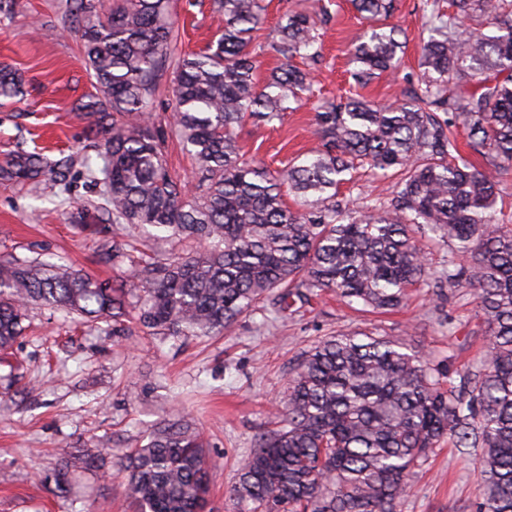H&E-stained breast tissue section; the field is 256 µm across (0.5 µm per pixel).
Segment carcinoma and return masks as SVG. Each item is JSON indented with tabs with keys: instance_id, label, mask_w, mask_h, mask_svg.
I'll return each instance as SVG.
<instances>
[{
	"instance_id": "obj_1",
	"label": "carcinoma",
	"mask_w": 512,
	"mask_h": 512,
	"mask_svg": "<svg viewBox=\"0 0 512 512\" xmlns=\"http://www.w3.org/2000/svg\"><path fill=\"white\" fill-rule=\"evenodd\" d=\"M368 23L351 50L365 85L399 68L405 32L389 23L395 0H350ZM423 9L417 85L397 106L352 98L317 113L319 146L271 171L240 153L248 117L279 120L306 89L317 62L316 11L290 13L279 26L283 65L263 85L250 51L265 20L262 0H212L218 37L178 64L171 126L192 155L195 189L172 174L165 134L152 112L174 40L171 0H69L67 31L82 44L99 94L82 104L100 133L99 163L83 158L102 186L115 266L129 262L128 287L111 288L71 265L0 258V351L22 336L32 304L81 323L130 334L206 337L272 301L281 316L303 315L321 291L347 305L386 312L420 282L473 288L485 327L479 366L447 371L403 343L364 334L328 336L290 376L280 425L255 439L232 495L240 512H398L409 476L444 441L479 448L477 512H512V225L493 223L501 175L512 170V0H452ZM474 78L481 92L466 94ZM21 75L0 65V97L22 94ZM461 123L478 168L453 138ZM72 155L51 160L17 151L0 158V181L67 186ZM397 179L392 196L353 215L336 201L356 166ZM295 196L284 200L283 187ZM141 228L194 241L184 256L130 258L119 232ZM448 244L437 272L418 233ZM140 447L120 450L127 495L138 512H203L206 456L189 418L163 422Z\"/></svg>"
}]
</instances>
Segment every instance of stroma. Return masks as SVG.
Returning a JSON list of instances; mask_svg holds the SVG:
<instances>
[{
    "mask_svg": "<svg viewBox=\"0 0 512 512\" xmlns=\"http://www.w3.org/2000/svg\"><path fill=\"white\" fill-rule=\"evenodd\" d=\"M265 25L253 50L266 77L280 63L273 49L278 24L311 0H263ZM330 19L319 30L322 59L310 65L312 87L296 110L269 124L245 121L238 140L246 157L283 168L315 147L316 114L349 96L391 104L419 71L423 0H396L394 24L409 42L397 73L367 85L351 76L348 51L366 23L349 0H321ZM66 0H0V64L19 69L27 93L0 99V155L42 150L50 159L88 144L89 120L79 105L94 91L80 43L62 29ZM174 58L201 51L217 32L211 0H174ZM392 181L358 171L338 198L370 211L388 198ZM99 189L83 166L68 187L0 182V257L64 262L101 280L120 268L102 255L112 234L84 205ZM374 333L407 344L432 364L465 370L483 342L472 288L437 295L417 286L406 306L390 313L360 311L333 294L311 312L274 321L268 306L242 314L213 338L164 340L133 328L120 338L71 322L62 312L32 306L25 331L0 365V512H136L125 492L117 456L98 455L108 437L122 447L146 442L155 424L187 416L206 442V512H236L230 488L257 435L273 426L296 360L318 340L349 332ZM478 449L443 446L411 476L401 512H476ZM65 476V491L55 485Z\"/></svg>",
    "mask_w": 512,
    "mask_h": 512,
    "instance_id": "1",
    "label": "stroma"
}]
</instances>
